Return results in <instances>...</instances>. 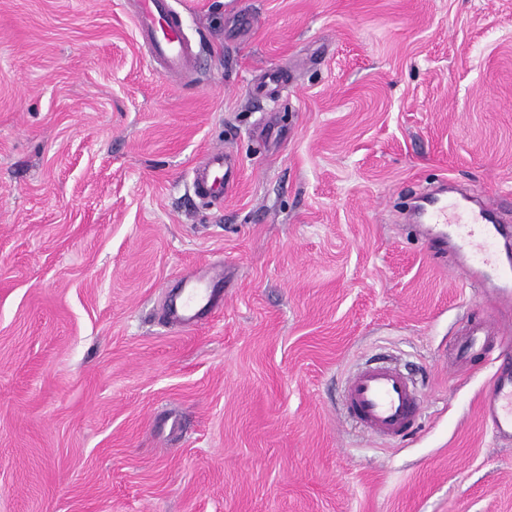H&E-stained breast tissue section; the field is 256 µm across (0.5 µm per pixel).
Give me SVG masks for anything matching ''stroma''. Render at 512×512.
<instances>
[{
    "label": "stroma",
    "instance_id": "35a3bbf8",
    "mask_svg": "<svg viewBox=\"0 0 512 512\" xmlns=\"http://www.w3.org/2000/svg\"><path fill=\"white\" fill-rule=\"evenodd\" d=\"M171 6L181 85L123 0H0V512H512L496 365L450 363L496 309L397 221L443 180L512 217V0ZM214 265L223 311L173 327ZM376 353L424 381L399 440L340 414ZM240 162L231 151H217L206 155L194 170L193 186L202 199L222 198L232 192L239 181ZM481 416L497 439L512 441V372L496 375L483 394Z\"/></svg>",
    "mask_w": 512,
    "mask_h": 512
}]
</instances>
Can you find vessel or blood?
Segmentation results:
<instances>
[{
  "label": "vessel or blood",
  "mask_w": 512,
  "mask_h": 512,
  "mask_svg": "<svg viewBox=\"0 0 512 512\" xmlns=\"http://www.w3.org/2000/svg\"><path fill=\"white\" fill-rule=\"evenodd\" d=\"M139 39L162 67L164 74L176 81L189 80L198 54L195 44L185 33L169 0H126ZM240 162L229 151L206 155L193 176L198 197L222 198L232 192L239 181ZM497 206L484 199L473 208L467 199L448 200L444 196L420 199L415 206L419 229L439 246L433 258L442 262L448 257L443 244L454 240L455 248L465 260L457 266L467 280L487 283L496 277V285H488L486 294L495 303L512 309V258L491 252V243L499 238L501 227L493 214ZM213 287L193 286L171 301L165 308L167 320L178 327L191 329L199 321L223 307L224 297L216 284L224 278L219 268L209 269ZM460 341L455 359L468 364L479 350H511L512 335L488 318L464 320L459 328ZM424 395L410 373L385 358L369 359L346 378L342 387L341 411L347 421L363 434L385 440L403 437L413 428L422 408ZM483 422L494 436L512 441V372L496 375L481 400Z\"/></svg>",
  "instance_id": "1"
}]
</instances>
